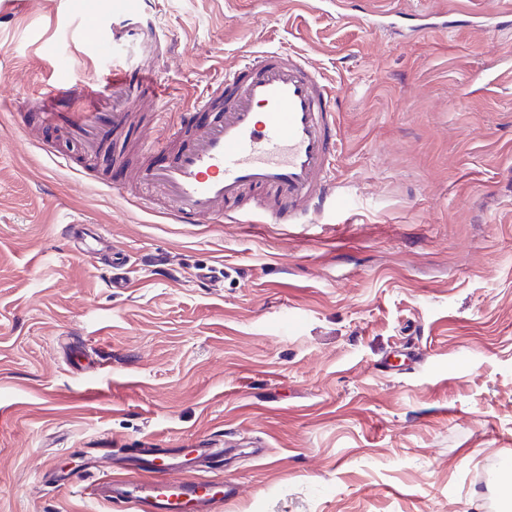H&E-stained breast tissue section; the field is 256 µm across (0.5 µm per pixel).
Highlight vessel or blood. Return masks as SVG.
<instances>
[{"mask_svg": "<svg viewBox=\"0 0 512 512\" xmlns=\"http://www.w3.org/2000/svg\"><path fill=\"white\" fill-rule=\"evenodd\" d=\"M141 0H113L111 40L137 59L147 31L136 22ZM90 87L71 77L57 83L49 98L54 108L39 115L52 133L79 143L89 154L130 123L129 103L161 105L162 93L149 64L112 73V109L73 111ZM332 89L307 58L267 49L241 58L222 79L209 84L191 109L166 126H147L138 141L149 155L140 169L122 171L113 190L131 181L146 183L151 195L138 206L163 199L177 224H302L336 203L337 126ZM254 202L243 206L245 195ZM220 448H140L128 453L121 474L111 473L112 451L102 449L94 466L100 474L86 486L93 498L115 512H209L238 495L236 485L204 477Z\"/></svg>", "mask_w": 512, "mask_h": 512, "instance_id": "obj_1", "label": "vessel or blood"}]
</instances>
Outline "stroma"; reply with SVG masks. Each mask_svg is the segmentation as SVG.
Segmentation results:
<instances>
[{"label":"stroma","instance_id":"35a3bbf8","mask_svg":"<svg viewBox=\"0 0 512 512\" xmlns=\"http://www.w3.org/2000/svg\"><path fill=\"white\" fill-rule=\"evenodd\" d=\"M403 38L336 0H144L172 116L247 51L336 91V190L306 224H176L25 138L69 65L110 107L112 0L0 15V512H110L58 487L86 448L232 441L223 512H512V0ZM98 18L89 30L87 13ZM104 230L110 253L62 231ZM124 281L113 290L109 283Z\"/></svg>","mask_w":512,"mask_h":512}]
</instances>
